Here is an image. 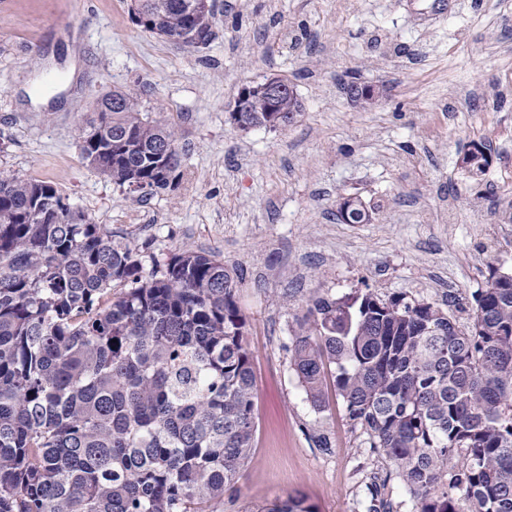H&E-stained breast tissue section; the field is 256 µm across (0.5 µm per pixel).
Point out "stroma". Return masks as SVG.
Instances as JSON below:
<instances>
[{
  "mask_svg": "<svg viewBox=\"0 0 512 512\" xmlns=\"http://www.w3.org/2000/svg\"><path fill=\"white\" fill-rule=\"evenodd\" d=\"M130 0H0V170L52 183L145 269L185 248L244 278L256 379L254 454L224 512L301 493L318 512H365L392 472L336 392L309 402L285 350L314 296H404L470 320L491 271L512 273V0H215L194 47L144 31ZM81 68L67 83L70 57ZM356 71L371 98H351ZM279 76L303 110L286 129L242 131L227 114L243 86ZM51 83L46 111L29 94ZM136 93L174 128L182 176L147 198L90 166L79 127L104 92ZM474 142L484 173L459 163ZM371 210L337 220L339 197ZM329 436L316 448L313 430Z\"/></svg>",
  "mask_w": 512,
  "mask_h": 512,
  "instance_id": "stroma-1",
  "label": "stroma"
}]
</instances>
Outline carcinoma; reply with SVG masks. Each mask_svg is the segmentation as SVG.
Listing matches in <instances>:
<instances>
[{
  "label": "carcinoma",
  "mask_w": 512,
  "mask_h": 512,
  "mask_svg": "<svg viewBox=\"0 0 512 512\" xmlns=\"http://www.w3.org/2000/svg\"><path fill=\"white\" fill-rule=\"evenodd\" d=\"M143 30L212 31L213 0H144ZM79 130L83 157L120 187L170 190L175 131L121 91ZM262 96L244 122L264 128ZM173 148L171 160L153 158ZM462 167L482 173L480 145ZM338 216L365 224L352 197ZM242 270L185 249L144 271L139 248L49 182L0 172V512H224L256 447V381L236 292ZM480 318L405 297H316L286 347L308 399L332 380L418 512H512V277L491 275ZM390 477L367 512H393ZM260 512H316L301 494Z\"/></svg>",
  "instance_id": "1"
}]
</instances>
